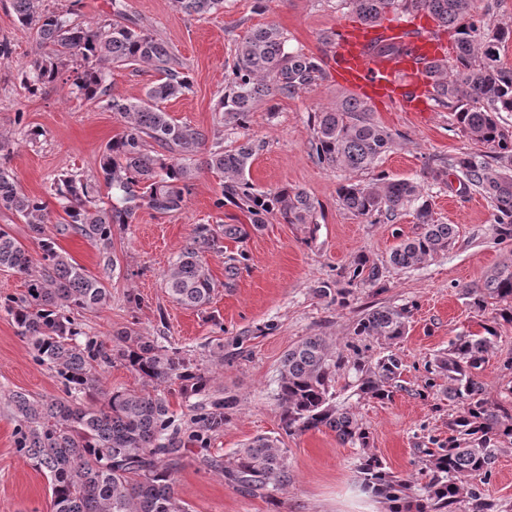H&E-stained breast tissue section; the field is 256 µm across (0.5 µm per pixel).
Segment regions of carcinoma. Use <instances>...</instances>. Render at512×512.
<instances>
[{"mask_svg":"<svg viewBox=\"0 0 512 512\" xmlns=\"http://www.w3.org/2000/svg\"><path fill=\"white\" fill-rule=\"evenodd\" d=\"M175 9L198 20L224 9L225 0H173ZM476 0H339L338 6L361 20L379 22L389 13L426 11L439 26L454 32L455 55L434 67V104L453 111L457 127L488 153L464 152L448 169L431 171L435 181L448 172L460 186L483 195L493 207L499 235L512 237V127L501 113H512V67L501 51L512 44V27L492 28L475 14ZM18 22L33 31L45 51L22 70L32 95L62 81L85 101L100 104L124 119L121 133L109 141L100 159L101 180L70 172L54 176L49 194L65 217L53 222L48 203L19 190L14 176L0 161V210L29 224L40 248V270L31 271L26 247L8 228L0 227V270L25 276L26 291L0 297L18 335L32 347L34 360L55 371L62 395L34 399L24 393L10 397L16 421L15 445L43 471L51 491L53 512H190L175 491L183 449L174 433V419L165 390L183 394L207 390L209 377L176 348L135 330L118 333L112 346L89 336L76 315L107 305L112 294L103 278L89 273L59 246L58 237L79 235L108 255L112 227L130 224L142 208L167 215L186 207L191 182L200 167L197 155L206 132L177 123L161 104L192 89L189 73L162 39L132 24L77 23L51 11L44 0H11ZM286 34L275 25L253 28L235 43L225 66L224 94L215 104L224 125L245 128L248 115L277 98H293L327 78L324 60L301 50H285ZM372 48L381 57L403 51L394 39L377 38ZM146 65L160 79L140 99L109 95L111 68ZM367 104L346 95L336 107L311 118L312 155L321 164L345 171L368 170L389 152L395 137L369 115ZM256 144L246 139L230 150L217 144L203 160L206 169L223 175L213 206L229 202L247 211L258 230L275 217L285 224L312 223L316 206L302 191L286 188L264 192L247 178ZM111 199L100 204V185ZM343 209L355 217L390 220L411 208L421 231L402 240L389 255L394 267L410 268L448 249L457 230L434 218L420 183L382 175L366 184H338ZM239 224H198L164 279L169 295L194 310L207 308L217 284L205 255L224 252L223 240L243 239ZM247 261L245 253L224 262V278L235 280ZM346 283L384 289V267L359 255L344 268ZM479 309L492 300L500 318L512 322V266L488 276L484 287L471 290ZM407 332L405 309L380 307L361 316L354 335L394 341ZM496 327L459 336L448 355L437 359L435 372L446 381L448 398L462 402L463 413L450 422L448 445L425 450L420 474L426 481L412 485L389 471L370 447V432L353 413L334 402L337 372L352 364L360 394L388 400L399 384L402 363L393 353L365 361L331 353L323 339L310 336L288 349L278 378V401L287 433L328 429L341 444L364 449L356 471L361 490L382 500L389 512H454L465 477L485 481L506 444L512 445V412L485 397L480 372L495 345ZM121 362L138 377L142 389H107L102 376ZM235 404L217 398L196 410L191 424L197 436L224 429L225 410ZM280 440L257 437L220 460L207 461L224 475L226 484L256 494L288 479V463Z\"/></svg>","mask_w":512,"mask_h":512,"instance_id":"carcinoma-1","label":"carcinoma"}]
</instances>
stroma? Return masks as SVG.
<instances>
[{"instance_id": "stroma-1", "label": "stroma", "mask_w": 512, "mask_h": 512, "mask_svg": "<svg viewBox=\"0 0 512 512\" xmlns=\"http://www.w3.org/2000/svg\"><path fill=\"white\" fill-rule=\"evenodd\" d=\"M58 13L94 24L123 17L168 42L193 80L192 91L165 102L177 122L204 128L224 145L251 138L258 150L248 178L261 191L288 187L308 194L316 210L312 223L283 224L270 220L247 239L225 240L224 250L207 262L218 284L209 309L184 308L165 291L164 274L198 224H245L246 212L234 205L216 210L220 174L201 170L192 181L185 209L173 215L139 210L133 223L114 226L112 255L116 268L106 285L110 303L85 314L88 335L111 342L117 332L132 328L182 350L209 372L205 393L185 396L171 389L166 397L178 426H185L194 408L224 396L235 398L223 431L206 445L183 440L185 453L176 475V492L191 512H387L358 488L356 464L361 448L340 444L334 432L312 430L285 435L277 400L281 360L288 348L308 336L326 340L333 351L358 344L364 359L393 353L402 362L404 388L392 400L368 399L357 391L352 370L336 376L335 401L349 408L370 432V450L396 475L417 480L421 450L429 440L447 441L448 422L460 415L461 402L441 387L426 388L427 366L446 354L449 343L465 333L497 329V341L480 379L489 400L512 406V372L503 363L512 358V323L504 322L496 305L472 307L470 289L503 265L512 264V239H498L495 216L479 194L462 189L456 177L436 184L426 177L428 163L475 151L455 125L451 110L437 106L421 113L374 108L373 119L396 133L395 147L374 172L348 173L317 162L310 153L314 112L334 107L344 90L327 78L312 91L277 101L275 111L258 109L245 128L227 130L215 104L224 91L225 62L237 40L251 28L275 24L288 35L291 50L323 55L336 24L353 20L333 0H266L255 13L253 0H226L223 11L197 20L175 10L172 0H45ZM0 42L9 43V59H0V141L9 154L8 168L29 195L47 196L51 179L63 171L93 179L100 154L121 132L120 115L86 102L69 85L57 82L31 95L21 86L22 66L40 53L27 28L17 21L10 0H0ZM146 66L113 68L107 85L111 96L143 97L157 81ZM41 129L36 144L26 143L24 126ZM421 182L437 219L455 225L448 250L409 269L387 267L384 292L360 285L345 303L321 297L327 282L346 286L341 273L357 255L385 264L401 240L419 233L413 213L393 221L370 223L338 203L336 188L352 179L374 175ZM245 252L247 267L234 283L224 279L226 255ZM139 295L140 304L128 303ZM409 310L406 335L397 341H358L357 319L382 307ZM30 397L57 396L61 385L54 372L33 360L32 348L0 310V512H52L46 476L15 447V422L8 406L11 393ZM258 435L277 438L288 458V479L261 495L240 493L208 468L203 456L222 458ZM490 512H512V446L503 452L492 476L481 487Z\"/></svg>"}]
</instances>
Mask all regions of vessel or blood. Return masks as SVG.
<instances>
[{
    "instance_id": "obj_1",
    "label": "vessel or blood",
    "mask_w": 512,
    "mask_h": 512,
    "mask_svg": "<svg viewBox=\"0 0 512 512\" xmlns=\"http://www.w3.org/2000/svg\"><path fill=\"white\" fill-rule=\"evenodd\" d=\"M411 39L408 51L392 59L372 53L368 45L373 24L342 23L334 30L331 69L337 81L355 98L408 112L426 111L432 92L429 67L443 59L444 48L428 26Z\"/></svg>"
}]
</instances>
